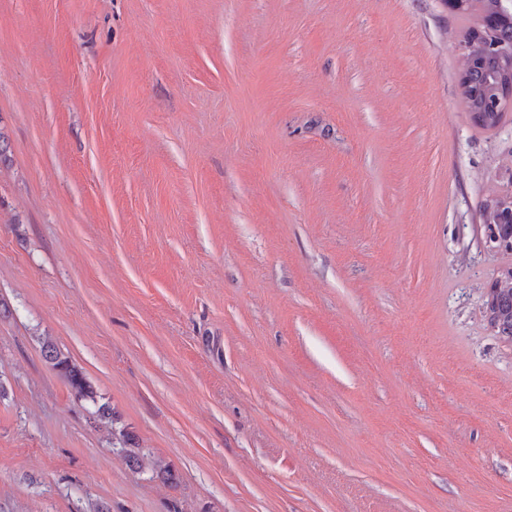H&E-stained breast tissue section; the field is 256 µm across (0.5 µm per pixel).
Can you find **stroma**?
I'll return each mask as SVG.
<instances>
[{"instance_id": "35a3bbf8", "label": "stroma", "mask_w": 512, "mask_h": 512, "mask_svg": "<svg viewBox=\"0 0 512 512\" xmlns=\"http://www.w3.org/2000/svg\"><path fill=\"white\" fill-rule=\"evenodd\" d=\"M465 26L0 0V512H512V344L481 313L512 111L472 120ZM44 356L52 368L69 381L78 398L89 400L96 404V394L92 386L87 382L83 373L71 361L69 356L64 355L54 345L48 343L44 346ZM97 417L100 418V420H106L107 423H110L112 427V436L117 440V443L120 445V451L124 455V459L129 463L130 465H138L140 462V454L138 450V445L134 441V438L132 435L127 432V430L122 427L118 431L116 430V424L119 423L118 420L120 418L118 415L115 414L113 409L111 410L110 407L107 405H100L98 406L96 412Z\"/></svg>"}]
</instances>
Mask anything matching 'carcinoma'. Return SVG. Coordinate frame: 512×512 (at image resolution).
<instances>
[{
  "mask_svg": "<svg viewBox=\"0 0 512 512\" xmlns=\"http://www.w3.org/2000/svg\"><path fill=\"white\" fill-rule=\"evenodd\" d=\"M493 2L494 0H469L468 7L462 11L470 21L464 37L469 57L465 81L479 95L478 100L469 105V108L478 110V113L472 114V119L484 130H493L498 126L496 113L486 112L484 107L499 96L501 81V66L489 46L495 44L512 51V18L497 22L486 38L475 34L483 26ZM511 195L508 192L497 195L483 208L481 218L484 245L491 251L512 253V212L507 206H498V203L506 202ZM483 317L494 336L512 341V265L501 267L497 276L485 288ZM44 356L52 368L69 381L78 398L97 402L92 386L70 357L51 344L44 346ZM112 436L120 445V451L127 463L132 466L139 464L138 445L132 435L121 428L112 430Z\"/></svg>",
  "mask_w": 512,
  "mask_h": 512,
  "instance_id": "1",
  "label": "carcinoma"
}]
</instances>
